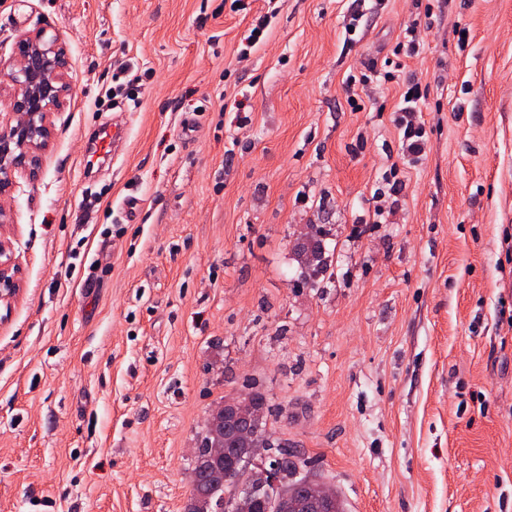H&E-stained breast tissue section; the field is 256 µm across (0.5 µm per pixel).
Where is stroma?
<instances>
[{
    "label": "stroma",
    "instance_id": "35a3bbf8",
    "mask_svg": "<svg viewBox=\"0 0 512 512\" xmlns=\"http://www.w3.org/2000/svg\"><path fill=\"white\" fill-rule=\"evenodd\" d=\"M277 7L244 56L267 0H0V74L25 31L70 58L39 173L0 200V512H183L197 433L253 389L347 512H512V0H367L352 37L353 0ZM103 122L125 143L85 169ZM398 111L395 123L403 132V150L412 155L423 153L426 145L424 121L411 105H406ZM21 269L12 255L11 243L0 237V305L6 309L19 295L21 290Z\"/></svg>",
    "mask_w": 512,
    "mask_h": 512
}]
</instances>
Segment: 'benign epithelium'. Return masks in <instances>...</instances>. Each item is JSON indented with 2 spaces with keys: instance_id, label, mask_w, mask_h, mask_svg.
<instances>
[{
  "instance_id": "obj_1",
  "label": "benign epithelium",
  "mask_w": 512,
  "mask_h": 512,
  "mask_svg": "<svg viewBox=\"0 0 512 512\" xmlns=\"http://www.w3.org/2000/svg\"><path fill=\"white\" fill-rule=\"evenodd\" d=\"M69 61L65 44L46 30L24 32L16 40L15 63L4 73L12 90L7 122L0 121V197L10 194L16 175L35 174L40 155L52 138V117L61 111L69 92ZM21 269L11 243L0 237V305L7 308L21 290ZM253 467H232L225 481L236 489L261 479L275 484L281 478L270 464L267 448L253 449Z\"/></svg>"
}]
</instances>
